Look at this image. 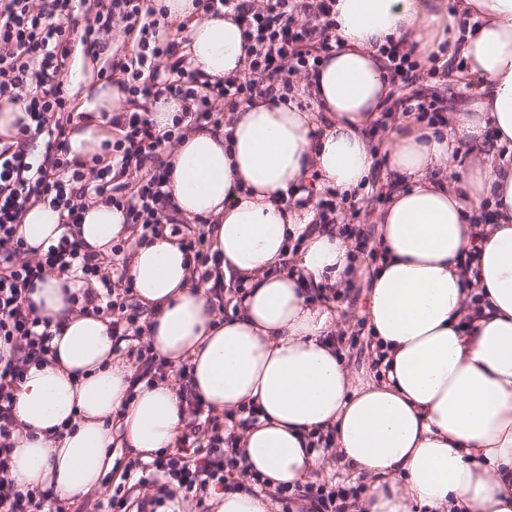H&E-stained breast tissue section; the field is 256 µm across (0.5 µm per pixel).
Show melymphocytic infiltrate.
Wrapping results in <instances>:
<instances>
[{
    "instance_id": "f902f5d3",
    "label": "lymphocytic infiltrate",
    "mask_w": 512,
    "mask_h": 512,
    "mask_svg": "<svg viewBox=\"0 0 512 512\" xmlns=\"http://www.w3.org/2000/svg\"><path fill=\"white\" fill-rule=\"evenodd\" d=\"M198 18L231 10L244 27L242 73L210 81L192 69L184 51L187 22L173 23L166 9L145 0H0V100L18 106L12 140L0 139V512H68L53 489H19L10 473L11 454L20 435L13 415L16 394L31 366L49 361L53 333L49 317L30 300L47 274L70 284L66 299L81 313L106 319L115 338L144 336L146 323L128 296L126 273L111 269L123 250L110 255L88 249L75 233L89 205L104 202L121 210L127 229L140 239L157 236L173 223L176 203L168 189L167 164L161 158L179 144L188 125H219L224 110L262 98L287 101L298 75L318 71L339 46L335 0H194ZM138 38L131 53L111 50L115 22ZM104 56L99 79L125 95L119 112L102 113L112 129L102 153L71 156L70 127L75 108L60 74L74 43ZM390 74V102L374 130H386L397 113L415 115L435 126L445 124L448 104L432 91L437 67L423 68L406 39L377 49ZM178 101L171 126L157 128L153 107ZM59 212L62 234L40 254L21 232L23 214L35 204ZM133 381L159 380L185 392L186 366L167 368L149 346L129 350ZM184 431L174 447L158 449L152 460L129 458L107 501L110 512H209V491L262 493L290 512L296 499L308 512H345L357 486L327 488L309 483L293 492L269 487L246 473L236 445L237 433L258 419L255 408L220 417L194 396L181 410Z\"/></svg>"
}]
</instances>
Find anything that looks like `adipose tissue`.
Here are the masks:
<instances>
[{
  "mask_svg": "<svg viewBox=\"0 0 512 512\" xmlns=\"http://www.w3.org/2000/svg\"><path fill=\"white\" fill-rule=\"evenodd\" d=\"M157 2L174 22L192 19L187 51L202 76L242 72L233 14L198 21L193 0ZM336 34V54L305 82L316 112L256 100L224 126L188 130L170 156L179 215L212 220L221 278L246 293L220 319L211 282L194 278L175 239L136 244L127 271L151 350L164 364H191L189 391L215 411L260 409L238 444L247 470L271 485L305 483L318 465L312 442L326 433L346 469L368 480L351 512H512V162L495 158L512 144V0L452 10L443 0H336ZM406 36L423 55L463 58L478 98L442 129L397 115L376 151L369 129L391 91L376 50ZM96 70L88 58L70 76L81 111H118L124 93ZM470 145L483 161L444 174ZM376 170L391 190L375 217L381 260L365 316L388 366L380 380L356 382L333 341L337 316L314 296L351 286L360 260L340 225L314 223L287 199L312 173L349 193ZM484 205L487 224L474 218ZM58 222L48 206L29 208L28 246L56 241ZM76 233L106 254L127 231L98 202ZM32 299L52 319L56 356L30 368L17 396L19 488L51 487L62 499L101 490L118 432L146 460L173 446L183 426L175 389L132 382L107 322L72 308L58 279Z\"/></svg>",
  "mask_w": 512,
  "mask_h": 512,
  "instance_id": "obj_1",
  "label": "adipose tissue"
}]
</instances>
